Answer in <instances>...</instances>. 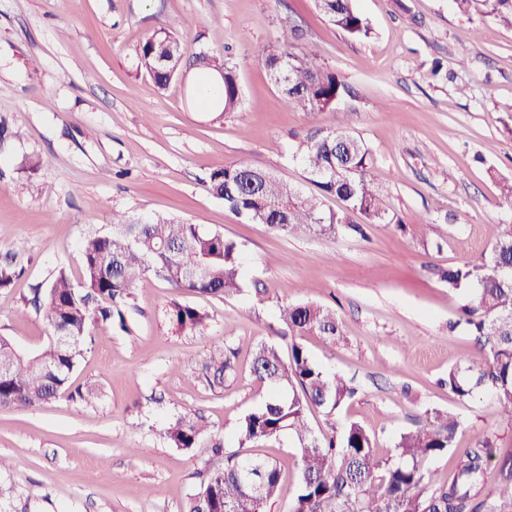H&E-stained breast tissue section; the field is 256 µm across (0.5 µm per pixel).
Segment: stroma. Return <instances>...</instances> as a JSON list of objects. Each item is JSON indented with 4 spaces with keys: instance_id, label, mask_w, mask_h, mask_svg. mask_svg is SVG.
Wrapping results in <instances>:
<instances>
[{
    "instance_id": "35a3bbf8",
    "label": "stroma",
    "mask_w": 512,
    "mask_h": 512,
    "mask_svg": "<svg viewBox=\"0 0 512 512\" xmlns=\"http://www.w3.org/2000/svg\"><path fill=\"white\" fill-rule=\"evenodd\" d=\"M374 34L354 41L326 22L314 0H0V264L23 266L0 290V336L31 353L48 338L34 290L61 269L78 274L80 243L111 227L113 212L174 217L234 240L242 292L181 293L146 274L124 324L96 326L65 393L35 408H0V512H185L206 473L221 465L211 445L238 450L236 426L269 396L249 371L257 345L287 349V304L334 309L343 334L303 337L328 374L353 378L357 396L333 415L311 408L316 435L355 421L387 456L396 437L429 423L434 409L459 415L462 448L497 438L512 452V425L492 396L459 402L441 386L450 365L475 353L455 327L459 297L438 267L489 250L512 206V29L461 14L452 0H357ZM296 25L292 44L313 48L356 99L351 128L368 144L373 172L404 229L369 224L364 235L272 232L225 209L210 171L247 164L312 192L294 160L295 136L336 125L335 111L287 107L255 56ZM187 52L229 57L242 101L224 119L194 102L193 81L159 89L138 67V48L158 30ZM38 159L35 174L22 171ZM24 242L14 253L15 242ZM178 301L203 310L202 327L168 319ZM230 357L223 382L206 369ZM97 385L91 405L74 396ZM202 418L196 447H173L165 428ZM285 491L270 512H289L293 440L265 448Z\"/></svg>"
}]
</instances>
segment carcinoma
<instances>
[{"label": "carcinoma", "instance_id": "carcinoma-1", "mask_svg": "<svg viewBox=\"0 0 512 512\" xmlns=\"http://www.w3.org/2000/svg\"><path fill=\"white\" fill-rule=\"evenodd\" d=\"M465 15L489 18L512 27V0H454ZM318 10L353 40L372 37L373 28L354 0H316ZM180 38L159 31L140 45V68L155 85L166 88L178 78L175 69L193 70L202 83L224 71L219 92L204 101L216 118L234 112L241 101L235 66L201 50L184 57ZM284 100L304 111L323 112L355 96L351 86L327 68L316 51L268 49L257 57ZM296 153L315 187L305 196L262 170L238 165L209 174V190L224 207L248 221L266 224L290 235L314 228L362 232L352 214L367 224H402L390 212L372 173L373 158L366 143L350 130L348 120L334 128H310L297 135ZM334 198L335 209L322 200ZM81 275L73 280L59 270L48 283L44 300L50 339L33 353L17 349L0 338L1 407H35L60 395L84 352V342L98 323L124 321L120 304L130 296L134 282L147 273L163 277L178 291L222 298L242 291L240 254L235 242L219 232L173 218L139 224L122 212L112 213V231L87 235L80 244ZM22 270L0 265V289L11 287ZM448 290L469 289L460 306L457 324H463L478 345L476 354L448 367L443 383L457 400L469 402L485 390L503 420L512 422V224L497 226L490 250L473 262L437 271ZM170 322L181 329L203 325L207 315L178 301L168 309ZM280 320L291 335L317 333L329 339L341 335L336 312L313 303L289 304ZM65 327L69 345L55 341ZM251 375L270 389L268 399L239 421V447H263L283 436L297 443L298 478L290 512H496V503L512 505V452H499L493 438L464 449L455 473L439 482L428 463L456 446L460 418L451 411H432V424L403 432L393 454L377 455L371 433L349 422L329 437L319 438L310 428L306 411L312 407L333 412L357 394L350 380L329 376L305 348L292 342L288 355L279 347L259 344ZM201 428L183 416L164 430L178 448L196 445ZM282 492L276 462L245 457L226 458L214 469L190 501L187 512H267Z\"/></svg>", "mask_w": 512, "mask_h": 512}]
</instances>
